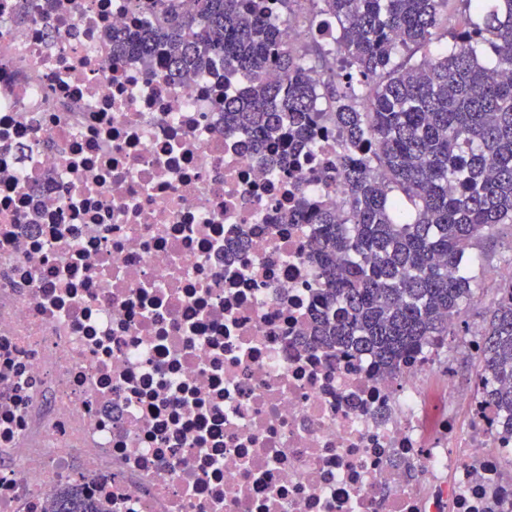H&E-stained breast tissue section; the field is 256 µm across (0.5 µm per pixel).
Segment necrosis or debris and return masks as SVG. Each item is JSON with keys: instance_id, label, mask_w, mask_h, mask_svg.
Wrapping results in <instances>:
<instances>
[{"instance_id": "necrosis-or-debris-1", "label": "necrosis or debris", "mask_w": 512, "mask_h": 512, "mask_svg": "<svg viewBox=\"0 0 512 512\" xmlns=\"http://www.w3.org/2000/svg\"><path fill=\"white\" fill-rule=\"evenodd\" d=\"M152 0H0V512H512V427L452 377L311 340L300 200L343 207L334 126L300 181L230 130L223 71L112 49ZM44 512H111L93 498L85 496L77 485L65 488L53 497Z\"/></svg>"}]
</instances>
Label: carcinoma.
I'll return each mask as SVG.
<instances>
[{
    "instance_id": "1",
    "label": "carcinoma",
    "mask_w": 512,
    "mask_h": 512,
    "mask_svg": "<svg viewBox=\"0 0 512 512\" xmlns=\"http://www.w3.org/2000/svg\"><path fill=\"white\" fill-rule=\"evenodd\" d=\"M153 2L164 20L112 41L147 57L163 51L172 74L241 75L224 114L256 146L280 143L297 170L315 124L336 125L346 216L332 207L295 215L317 223L314 341L395 369L430 338L458 335L453 320L478 290L470 246L512 225V0H462L461 29H447V48L418 62L449 0H312L324 16L317 36L342 63L319 83L315 65L284 45L285 21L254 0H196L191 15L176 0ZM272 62L278 82L265 76ZM497 293L478 332L477 379L512 423V280ZM44 512L108 510L71 485Z\"/></svg>"
}]
</instances>
